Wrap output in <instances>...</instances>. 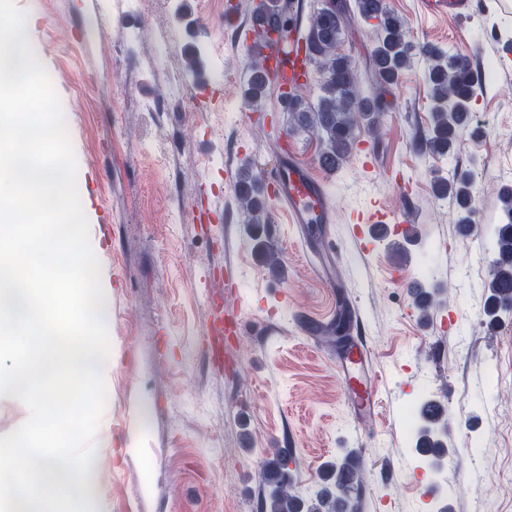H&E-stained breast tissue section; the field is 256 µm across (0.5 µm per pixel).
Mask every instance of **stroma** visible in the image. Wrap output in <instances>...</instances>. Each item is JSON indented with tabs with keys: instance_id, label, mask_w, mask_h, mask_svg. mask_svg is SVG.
<instances>
[{
	"instance_id": "stroma-1",
	"label": "stroma",
	"mask_w": 512,
	"mask_h": 512,
	"mask_svg": "<svg viewBox=\"0 0 512 512\" xmlns=\"http://www.w3.org/2000/svg\"><path fill=\"white\" fill-rule=\"evenodd\" d=\"M107 2L102 18L90 0H15L62 103L101 263L112 366L92 443L96 512H261L263 465L278 448L303 495L319 489L328 462L359 455L358 512H512V315L492 326L483 314L485 229L504 217L496 174L512 165V0H474L465 20L387 0L413 44L492 70L472 105L482 133H463L448 160L421 149L431 102L418 56L385 92L378 134L356 129L330 173L318 142L289 132L277 90L258 103L243 95L250 54L238 27L252 0H142L135 11ZM229 11L238 27L225 26ZM375 40L358 21L338 45L359 80ZM218 81L223 96L209 98ZM282 145L322 183L328 223H288L277 199L268 224L243 223L238 174L269 171ZM457 170L472 175L466 237L433 192ZM373 204L408 220L362 245L356 216ZM260 238L278 252V271ZM221 257L239 288H217ZM411 279L442 298L428 317ZM215 295L244 323L229 369L200 357ZM343 308L375 376L372 417L353 409L342 350L305 330ZM429 399L448 405L439 470L415 451V410Z\"/></svg>"
}]
</instances>
